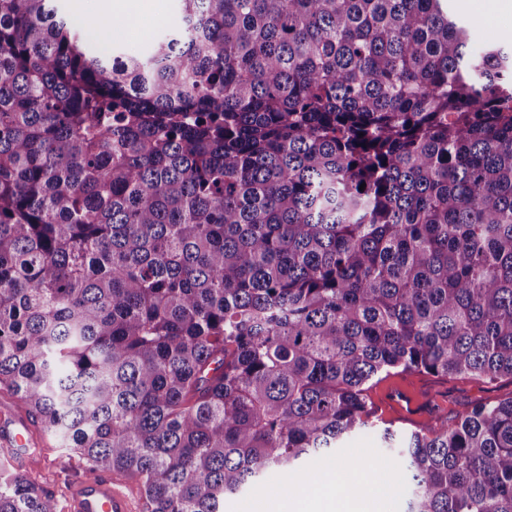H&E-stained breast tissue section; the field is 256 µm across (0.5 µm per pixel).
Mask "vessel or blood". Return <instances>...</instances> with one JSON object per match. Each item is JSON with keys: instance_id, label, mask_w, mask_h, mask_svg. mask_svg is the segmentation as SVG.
I'll list each match as a JSON object with an SVG mask.
<instances>
[{"instance_id": "1", "label": "vessel or blood", "mask_w": 512, "mask_h": 512, "mask_svg": "<svg viewBox=\"0 0 512 512\" xmlns=\"http://www.w3.org/2000/svg\"><path fill=\"white\" fill-rule=\"evenodd\" d=\"M31 423L25 416L0 411V452L17 469L33 472L37 454L30 436ZM70 512H143L142 500L133 499L125 480L105 474L83 478L67 491Z\"/></svg>"}]
</instances>
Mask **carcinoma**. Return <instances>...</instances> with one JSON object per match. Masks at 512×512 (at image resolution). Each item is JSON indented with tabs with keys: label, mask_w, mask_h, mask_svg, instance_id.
<instances>
[{
	"label": "carcinoma",
	"mask_w": 512,
	"mask_h": 512,
	"mask_svg": "<svg viewBox=\"0 0 512 512\" xmlns=\"http://www.w3.org/2000/svg\"><path fill=\"white\" fill-rule=\"evenodd\" d=\"M0 0V389L143 512H224L393 371L512 378V32L450 0H179L145 54ZM382 447L512 512V397ZM0 512H57L0 460ZM469 1L477 0H452L451 5L454 13L467 23L478 44L495 42L502 32L512 30V14L489 17ZM465 2L470 3L469 8L462 6Z\"/></svg>",
	"instance_id": "carcinoma-1"
}]
</instances>
